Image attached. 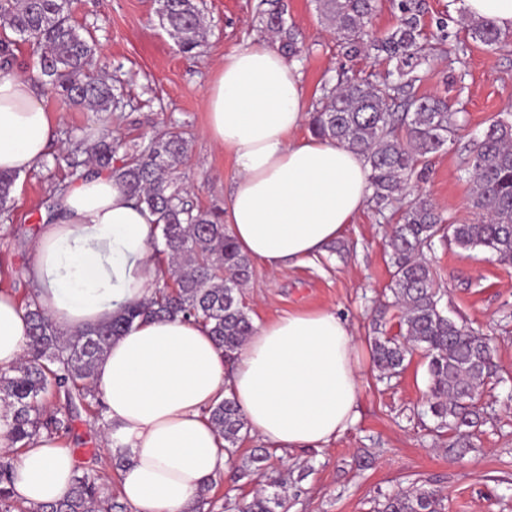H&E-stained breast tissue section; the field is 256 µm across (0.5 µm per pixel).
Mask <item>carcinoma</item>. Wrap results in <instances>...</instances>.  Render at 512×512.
<instances>
[{"label":"carcinoma","instance_id":"obj_1","mask_svg":"<svg viewBox=\"0 0 512 512\" xmlns=\"http://www.w3.org/2000/svg\"><path fill=\"white\" fill-rule=\"evenodd\" d=\"M70 0H0V24L39 54L40 74L54 95L89 112H109L118 102L112 83L92 71L95 43L71 23ZM160 18L184 53H195L206 38L204 14L197 0H159ZM320 16L336 33L349 58L374 56L393 65L378 81L341 76L324 83L321 107L310 113L312 135L335 140L364 156L371 168V200L380 215H398L388 239L393 269L390 291L400 309L398 334L383 322L370 341L372 364L382 376L399 375L412 349L428 360L429 409L448 429V453L462 456L471 447L469 432L479 420L478 400L496 374L489 338L477 336L438 307V289L423 249L451 229V241L463 250L486 249L502 262H512V122L493 121L474 140L463 160L471 182V224L443 227L431 200L401 203L402 191L426 156L454 140L457 113L448 101L419 94L428 78L431 57L444 52L448 33L433 44L421 32L420 5L398 0L396 25L379 34L371 27L380 0H315ZM473 41L490 49L509 42L512 34L493 22L466 16ZM278 49L292 60L303 45L283 11L259 16ZM15 42L0 38V68L12 66ZM188 141L171 131L153 135L145 144L127 145L107 132L88 148V163L107 169L135 200L156 216L158 235L152 245L159 285L153 296L124 307L112 319L69 336L61 332L32 297L23 308L29 320L31 356L0 373V424L8 448L24 450L41 435L64 437L81 412L106 407L91 377L112 340L138 319L180 316L209 328L224 356L238 354L253 325L242 302V288L252 275V262L224 230L223 215L190 200L176 174L187 156ZM122 163L112 165L118 152ZM18 174L0 172V215L14 205ZM214 427L233 454L248 436L247 423L230 395L208 407ZM13 461L0 458V512H125L126 506L102 488L98 477L78 471L69 494L61 500L29 508L10 490ZM436 490L423 485L389 496L378 512H441ZM285 495L276 484L256 492L241 512H285Z\"/></svg>","mask_w":512,"mask_h":512}]
</instances>
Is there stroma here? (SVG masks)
I'll return each mask as SVG.
<instances>
[{
	"label": "stroma",
	"mask_w": 512,
	"mask_h": 512,
	"mask_svg": "<svg viewBox=\"0 0 512 512\" xmlns=\"http://www.w3.org/2000/svg\"><path fill=\"white\" fill-rule=\"evenodd\" d=\"M286 16L300 32L304 52L297 60L309 104L318 88L340 71L360 77L383 74L378 58L345 56L337 37L320 18L314 0H282ZM424 39L447 22L450 46L466 45L464 65L447 57L431 59L421 94L444 96L461 123L455 144L430 155L425 174L412 179L405 200L431 199L448 223L471 222V183L462 168L465 148L496 119L512 118V44L491 50L471 40L461 23V0H421ZM269 0H205L207 39L195 56L183 54L162 27L158 0H71L73 24L96 42V66L123 94L121 106L101 115L61 103L46 85L37 90L55 116V140L48 156L16 181L11 218L0 222L1 279L18 299L33 287L26 276L32 262L35 228L52 215L59 191L78 179L74 162L102 129L124 142L168 130L189 142L178 173L201 207L221 208L234 176L231 158L203 135L202 93L226 54L264 39L258 23ZM391 223L366 206L337 239V252H324L301 264L271 271L254 265L242 297L253 323L288 312L330 308L349 322L363 368L356 423L317 448L265 446L257 433L234 456L209 493L211 512H239L255 494L257 482H278L288 512H375L385 497L412 485L437 490L444 512H512V263L482 248L464 251L438 239L425 255L439 287L445 314L490 337L498 365L479 404L483 421L473 446L460 459L448 455V431L429 411V374L421 350H413L397 377H380L370 354L373 321L390 301L387 241ZM78 467L99 471L107 483L119 482L107 462L101 429L89 417L75 420L66 438ZM264 448L263 469L248 467L253 449Z\"/></svg>",
	"instance_id": "obj_1"
}]
</instances>
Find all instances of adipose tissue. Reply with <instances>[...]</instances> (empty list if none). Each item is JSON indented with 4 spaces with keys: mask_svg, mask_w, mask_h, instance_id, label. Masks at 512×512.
Returning a JSON list of instances; mask_svg holds the SVG:
<instances>
[{
    "mask_svg": "<svg viewBox=\"0 0 512 512\" xmlns=\"http://www.w3.org/2000/svg\"><path fill=\"white\" fill-rule=\"evenodd\" d=\"M206 137L228 152L235 177L224 223L240 251L276 269L323 252L365 208L362 155L313 136L294 138L308 116L296 64L260 40L233 51L204 91ZM53 116L34 81L0 73V171L43 160ZM150 212L110 172L63 190L33 244L27 271L37 300L65 333L107 322L148 298L158 276ZM17 297L0 290V367L28 354ZM355 338L335 311H294L256 324L233 368L209 331L180 317L143 319L114 339L93 381L107 407L109 450L128 455L122 495L134 512H192L230 458L206 408L232 394L250 430L276 448L317 447L353 426L361 387ZM76 463L43 436L14 465L13 496L28 506L64 498Z\"/></svg>",
    "mask_w": 512,
    "mask_h": 512,
    "instance_id": "1",
    "label": "adipose tissue"
}]
</instances>
